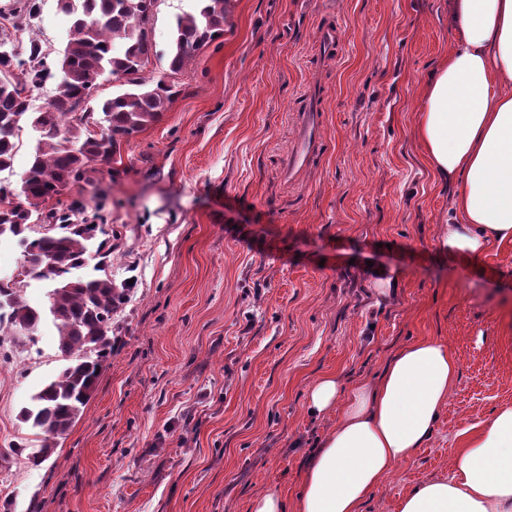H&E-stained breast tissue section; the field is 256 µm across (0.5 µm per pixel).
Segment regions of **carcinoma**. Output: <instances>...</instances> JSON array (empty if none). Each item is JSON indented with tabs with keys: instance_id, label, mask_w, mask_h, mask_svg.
Wrapping results in <instances>:
<instances>
[{
	"instance_id": "cac0c4a2",
	"label": "carcinoma",
	"mask_w": 512,
	"mask_h": 512,
	"mask_svg": "<svg viewBox=\"0 0 512 512\" xmlns=\"http://www.w3.org/2000/svg\"><path fill=\"white\" fill-rule=\"evenodd\" d=\"M57 2L68 18V39L53 64L36 39L29 40L24 59L11 49L0 51V171L12 167L24 128L37 133L20 187L0 194V238L13 237L23 248L20 278L0 283V337L17 332L33 337L48 318L66 361L21 411L39 442L34 463L53 452L86 406L112 352V316L131 292L130 284L119 285L107 274L70 277L93 252L99 257L95 270H103L112 256V234L97 224L81 227L63 210L47 212L45 203L83 178L91 164L110 163L120 144L157 122L175 95L164 77L141 75L154 49L150 22L157 0ZM14 4L13 28L30 30L39 0ZM229 6L230 0H196L194 12L176 19L170 72L181 71L196 51L224 36ZM106 74L122 81L123 89L95 106L94 90ZM51 78L56 92L48 110L34 109L30 89ZM32 224L51 228L32 240ZM33 283L48 288L47 306H33L24 297Z\"/></svg>"
}]
</instances>
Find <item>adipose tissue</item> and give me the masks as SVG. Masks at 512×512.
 Instances as JSON below:
<instances>
[{
  "label": "adipose tissue",
  "mask_w": 512,
  "mask_h": 512,
  "mask_svg": "<svg viewBox=\"0 0 512 512\" xmlns=\"http://www.w3.org/2000/svg\"><path fill=\"white\" fill-rule=\"evenodd\" d=\"M452 42L421 88L417 138L437 181L453 189L454 222L439 253L481 265L512 246V0H448ZM458 375L446 344H406L379 379L309 388L310 414L336 413L311 457L296 512H362L372 490L430 439ZM449 478L405 493L399 512H512V406L465 434Z\"/></svg>",
  "instance_id": "1"
}]
</instances>
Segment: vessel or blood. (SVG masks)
<instances>
[{"label": "vessel or blood", "instance_id": "1", "mask_svg": "<svg viewBox=\"0 0 512 512\" xmlns=\"http://www.w3.org/2000/svg\"><path fill=\"white\" fill-rule=\"evenodd\" d=\"M322 112L318 95L308 92L306 107L300 116L297 133L286 166L280 177L292 183L295 176L306 171L323 153Z\"/></svg>", "mask_w": 512, "mask_h": 512}]
</instances>
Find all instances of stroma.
<instances>
[{
  "label": "stroma",
  "instance_id": "35a3bbf8",
  "mask_svg": "<svg viewBox=\"0 0 512 512\" xmlns=\"http://www.w3.org/2000/svg\"><path fill=\"white\" fill-rule=\"evenodd\" d=\"M0 0V39L50 57L67 42L56 0L31 35ZM195 0H157L147 77L178 93L49 207L98 214L106 268L131 282L112 353L81 415L35 464L19 414L63 366L56 330L0 340V512H249L256 494L300 492L335 425L311 415L324 375L380 377L415 339L445 343L458 377L429 442L369 495L363 512L447 476L461 430L512 405V247L481 269L438 255L450 188L415 138L421 86L451 43L448 0H232L224 35L168 70L171 26ZM341 26L338 54L319 25ZM322 98L324 155L303 183L278 170L302 95ZM398 271L387 298L373 268Z\"/></svg>",
  "mask_w": 512,
  "mask_h": 512
}]
</instances>
